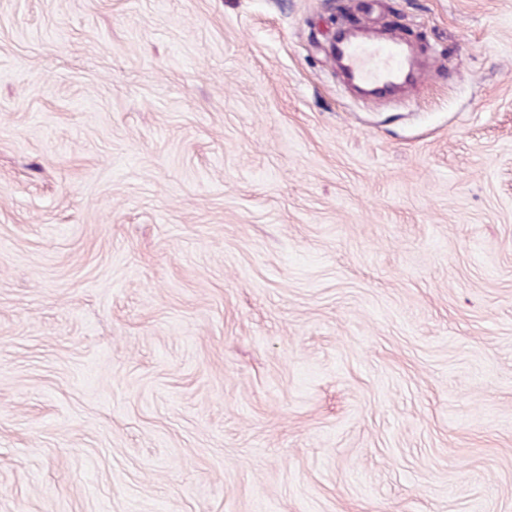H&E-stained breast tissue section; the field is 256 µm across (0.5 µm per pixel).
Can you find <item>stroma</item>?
Returning a JSON list of instances; mask_svg holds the SVG:
<instances>
[{"label": "stroma", "mask_w": 512, "mask_h": 512, "mask_svg": "<svg viewBox=\"0 0 512 512\" xmlns=\"http://www.w3.org/2000/svg\"><path fill=\"white\" fill-rule=\"evenodd\" d=\"M0 512H512V0H0ZM409 47L397 43L344 42L337 47L346 79L376 93H386L406 77L419 79L408 60Z\"/></svg>", "instance_id": "stroma-1"}]
</instances>
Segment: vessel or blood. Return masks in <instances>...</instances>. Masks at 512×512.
<instances>
[{"mask_svg": "<svg viewBox=\"0 0 512 512\" xmlns=\"http://www.w3.org/2000/svg\"><path fill=\"white\" fill-rule=\"evenodd\" d=\"M337 53L346 79L376 93L390 91L403 78L421 76L409 63L408 47L397 43L344 42Z\"/></svg>", "mask_w": 512, "mask_h": 512, "instance_id": "obj_1", "label": "vessel or blood"}]
</instances>
